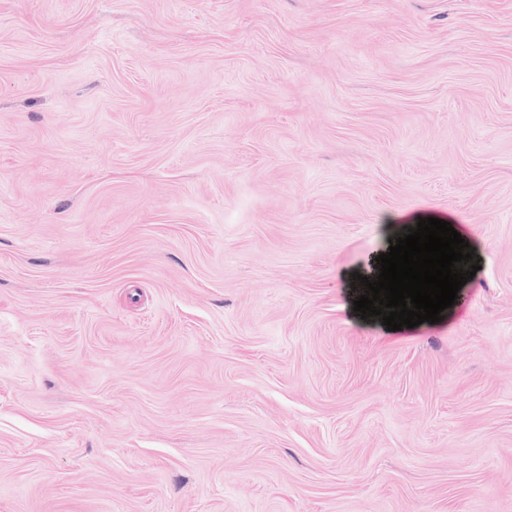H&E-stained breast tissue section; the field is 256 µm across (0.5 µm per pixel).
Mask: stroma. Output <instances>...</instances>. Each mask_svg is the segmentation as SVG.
Returning <instances> with one entry per match:
<instances>
[{
    "mask_svg": "<svg viewBox=\"0 0 512 512\" xmlns=\"http://www.w3.org/2000/svg\"><path fill=\"white\" fill-rule=\"evenodd\" d=\"M0 512H512V0H0Z\"/></svg>",
    "mask_w": 512,
    "mask_h": 512,
    "instance_id": "35a3bbf8",
    "label": "stroma"
}]
</instances>
